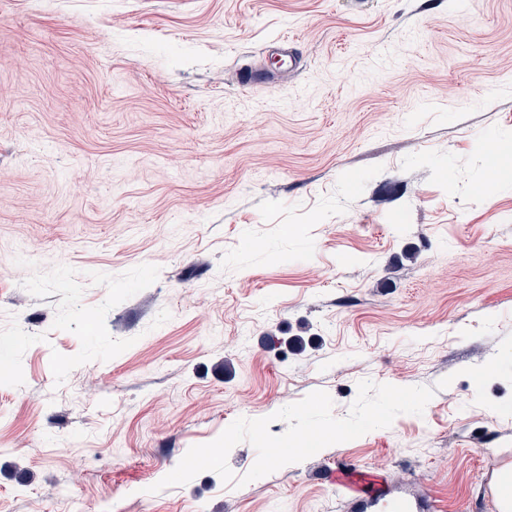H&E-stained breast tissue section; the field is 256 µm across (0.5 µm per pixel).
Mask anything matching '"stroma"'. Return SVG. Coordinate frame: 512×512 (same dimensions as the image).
Returning a JSON list of instances; mask_svg holds the SVG:
<instances>
[{
  "mask_svg": "<svg viewBox=\"0 0 512 512\" xmlns=\"http://www.w3.org/2000/svg\"><path fill=\"white\" fill-rule=\"evenodd\" d=\"M286 34L292 85L236 86ZM1 89L0 512H343L344 465L496 512L512 0H0ZM365 379L435 394L152 492L236 419L317 390L341 419Z\"/></svg>",
  "mask_w": 512,
  "mask_h": 512,
  "instance_id": "1",
  "label": "stroma"
}]
</instances>
